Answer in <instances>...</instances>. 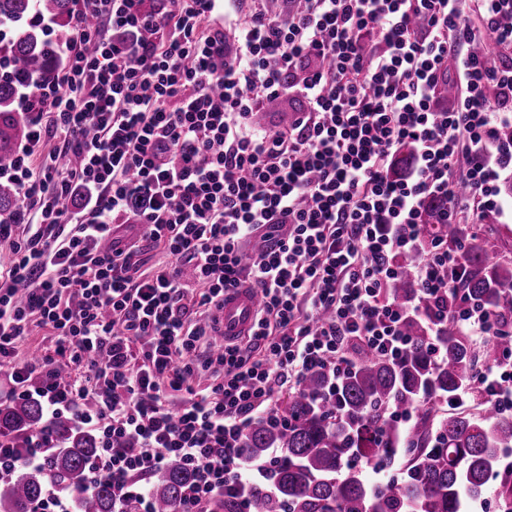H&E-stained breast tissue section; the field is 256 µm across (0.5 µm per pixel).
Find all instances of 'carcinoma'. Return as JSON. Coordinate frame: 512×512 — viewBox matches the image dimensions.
<instances>
[{
	"label": "carcinoma",
	"mask_w": 512,
	"mask_h": 512,
	"mask_svg": "<svg viewBox=\"0 0 512 512\" xmlns=\"http://www.w3.org/2000/svg\"><path fill=\"white\" fill-rule=\"evenodd\" d=\"M77 0H0V24L11 30L0 40V59L13 63L0 75V168L11 166L17 147L28 138L29 118L18 98L33 81L57 80L64 60L31 22L34 15L55 23L57 41L69 36ZM15 185L0 182V217L13 221L19 213ZM441 237L448 246L465 242L464 288L497 316H512V259L479 236H466L460 224H438L433 216L422 225V239ZM418 261L415 253L397 257L403 274L389 294L407 306L418 300L408 276ZM413 347L400 361L359 352L344 372L331 377L327 369L306 375L298 392L279 399L277 425L255 420L241 442L248 460H261L267 449L281 450L272 486L255 484L249 498L253 512H467L469 504L494 485V495L512 512V476L499 477L505 451L512 449V415L487 406L478 412H448V401L469 387L477 364L496 358V340L478 353L467 336L448 318L438 336L430 335L419 314L403 324ZM442 349L438 360L429 349ZM336 381V402L325 390ZM415 409L408 426L389 421L393 409ZM48 432L62 448L43 469H19L0 484V512H30L51 476L72 491L77 512H113L112 485L90 483L89 464L98 450L96 435L71 420L47 421L32 400L0 403V435ZM366 459L379 468H403L402 480L375 483L356 468ZM192 480L184 463L174 458L154 476L150 493L157 512H178ZM239 498L230 492L211 504L212 512H239Z\"/></svg>",
	"instance_id": "carcinoma-1"
}]
</instances>
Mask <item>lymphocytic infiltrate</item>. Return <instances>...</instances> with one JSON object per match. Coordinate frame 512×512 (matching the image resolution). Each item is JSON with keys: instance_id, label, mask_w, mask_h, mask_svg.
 <instances>
[{"instance_id": "obj_1", "label": "lymphocytic infiltrate", "mask_w": 512, "mask_h": 512, "mask_svg": "<svg viewBox=\"0 0 512 512\" xmlns=\"http://www.w3.org/2000/svg\"><path fill=\"white\" fill-rule=\"evenodd\" d=\"M146 3L80 0L62 77L19 100L31 131L0 171L22 211L0 224V366L19 398L96 433L90 479L111 484L113 512H156L147 481L173 457L193 472L179 512H210L225 490L271 484L278 449L248 463L239 446L277 420L280 392L355 349L411 347L410 310L387 293L399 254H421L431 332L452 318L484 342L512 334L461 293L460 249L420 229L434 200L440 224L504 217L512 0ZM273 99L301 107L260 124ZM406 145L411 168L393 176ZM144 241L159 252L147 267ZM245 282L254 325L216 344L224 292ZM35 323L55 349L15 365ZM470 389L512 414V348ZM56 447L0 436V481Z\"/></svg>"}]
</instances>
